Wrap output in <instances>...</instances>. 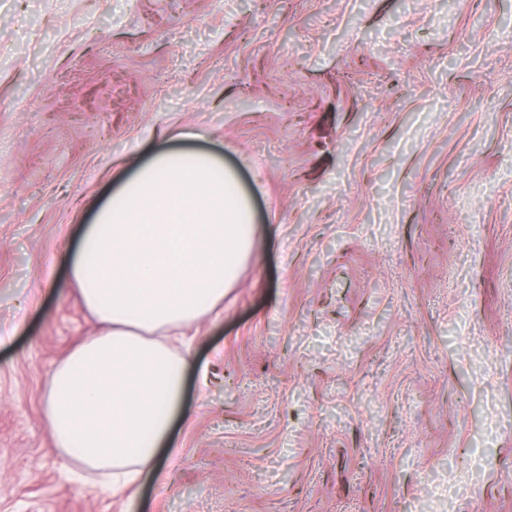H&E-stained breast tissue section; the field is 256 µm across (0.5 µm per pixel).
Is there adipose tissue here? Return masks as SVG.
Listing matches in <instances>:
<instances>
[{
  "label": "adipose tissue",
  "mask_w": 512,
  "mask_h": 512,
  "mask_svg": "<svg viewBox=\"0 0 512 512\" xmlns=\"http://www.w3.org/2000/svg\"><path fill=\"white\" fill-rule=\"evenodd\" d=\"M250 193L221 152L158 146L84 225L69 284L105 325L49 376L43 405L56 447L126 494L184 419L188 354L163 342L224 298L249 259Z\"/></svg>",
  "instance_id": "adipose-tissue-1"
}]
</instances>
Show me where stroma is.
<instances>
[{
    "instance_id": "stroma-1",
    "label": "stroma",
    "mask_w": 512,
    "mask_h": 512,
    "mask_svg": "<svg viewBox=\"0 0 512 512\" xmlns=\"http://www.w3.org/2000/svg\"><path fill=\"white\" fill-rule=\"evenodd\" d=\"M182 131L255 244L120 497L42 406L82 226ZM0 512H512V0H0Z\"/></svg>"
}]
</instances>
